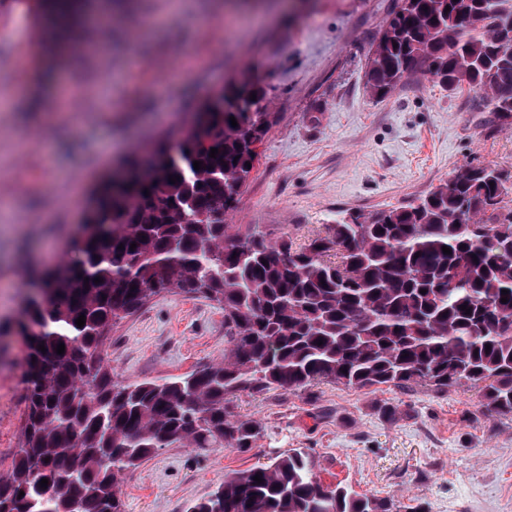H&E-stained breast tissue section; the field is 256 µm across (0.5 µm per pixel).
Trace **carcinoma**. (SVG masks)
Instances as JSON below:
<instances>
[{
	"label": "carcinoma",
	"instance_id": "carcinoma-1",
	"mask_svg": "<svg viewBox=\"0 0 512 512\" xmlns=\"http://www.w3.org/2000/svg\"><path fill=\"white\" fill-rule=\"evenodd\" d=\"M87 3L53 0L49 21L58 28ZM418 67L512 119V0H398L368 55L366 91L384 99ZM265 97L259 81L233 78L175 143L154 145L149 163L127 157L93 194L67 259L32 284L16 324L26 409L20 448L0 477V512H123L121 476L173 443L254 448L260 425L232 407L242 393H296L319 381L470 384L481 386V414L512 416L509 178L470 162L417 203L339 214L299 246L258 224H228L267 129ZM172 291L224 308V360L163 385L118 379L104 349L112 328ZM186 512L396 504L324 485L309 454L293 448L225 475Z\"/></svg>",
	"mask_w": 512,
	"mask_h": 512
}]
</instances>
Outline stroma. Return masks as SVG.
Here are the masks:
<instances>
[{
    "mask_svg": "<svg viewBox=\"0 0 512 512\" xmlns=\"http://www.w3.org/2000/svg\"><path fill=\"white\" fill-rule=\"evenodd\" d=\"M397 0H130L108 44L61 64L38 105L32 0H0V476L25 412L21 316L32 265L58 261L77 234L72 201L162 135L177 137L206 98L256 76L272 115L232 224L295 244L341 211L414 200L470 162L512 174V123L477 94L414 72L390 97L365 89L369 51ZM215 302L164 293L105 344L120 379L176 376L229 349ZM471 385L244 394L262 427L255 448H165L125 474L124 512H186L227 474L305 450L324 484L394 498L399 512H512V418L480 414Z\"/></svg>",
    "mask_w": 512,
    "mask_h": 512,
    "instance_id": "35a3bbf8",
    "label": "stroma"
}]
</instances>
